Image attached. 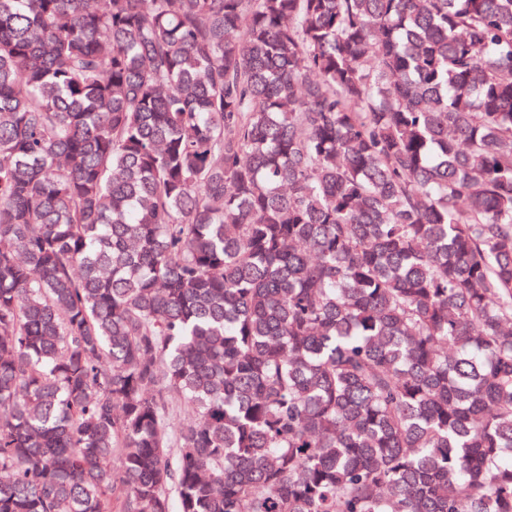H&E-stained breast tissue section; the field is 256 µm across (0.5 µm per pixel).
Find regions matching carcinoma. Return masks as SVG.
Here are the masks:
<instances>
[{
  "instance_id": "1",
  "label": "carcinoma",
  "mask_w": 512,
  "mask_h": 512,
  "mask_svg": "<svg viewBox=\"0 0 512 512\" xmlns=\"http://www.w3.org/2000/svg\"><path fill=\"white\" fill-rule=\"evenodd\" d=\"M0 512H512V0H0Z\"/></svg>"
}]
</instances>
